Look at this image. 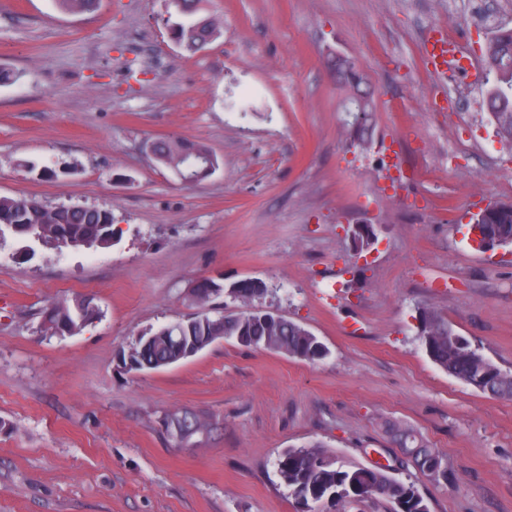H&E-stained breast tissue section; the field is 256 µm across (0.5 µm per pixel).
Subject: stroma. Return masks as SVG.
<instances>
[{
	"mask_svg": "<svg viewBox=\"0 0 512 512\" xmlns=\"http://www.w3.org/2000/svg\"><path fill=\"white\" fill-rule=\"evenodd\" d=\"M469 0H201L224 33L175 44L171 0H0V196L108 209L107 249L0 241V512H297L283 450L318 443L346 465L394 464L389 425L415 430L450 480L412 466L431 512H512V399L488 397L424 352L431 309L512 372V246L476 249L470 217L512 204V142L490 113L421 112L448 81L428 64L436 28ZM364 74L374 110L346 113L333 52ZM161 137L219 165L186 184L150 152ZM418 177L385 203L383 142ZM53 170L46 178L27 162ZM374 225L355 251L347 229ZM253 277L259 307L329 350L311 363L219 339L192 358L127 372L116 355L193 316L188 290ZM102 316L46 335L55 300ZM211 426L186 445L165 421Z\"/></svg>",
	"mask_w": 512,
	"mask_h": 512,
	"instance_id": "35a3bbf8",
	"label": "stroma"
}]
</instances>
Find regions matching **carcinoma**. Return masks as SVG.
<instances>
[{
	"label": "carcinoma",
	"instance_id": "cac0c4a2",
	"mask_svg": "<svg viewBox=\"0 0 512 512\" xmlns=\"http://www.w3.org/2000/svg\"><path fill=\"white\" fill-rule=\"evenodd\" d=\"M206 22L202 29L189 21L175 23L172 35L186 51L194 53L204 45L207 34L223 33V25L217 20L208 18ZM486 57L497 67L488 96L491 115L501 135L512 140V30L501 31L488 41ZM156 152L158 162L172 169L178 166V159L208 154L210 150L200 143L173 138L161 143ZM0 224L12 225V233L20 238L24 237V225L39 224L45 245L54 248L59 241L73 247L108 248L115 237L108 210H81L76 205L49 209L33 198L0 197ZM484 224L492 234L511 238L512 205H501ZM265 294L264 289L251 286L239 296V301L247 305L242 316H229L224 325L215 327L203 319L202 311L198 317L181 320L169 332L158 329L150 342L140 337L123 355L138 372L157 370L164 363L179 362L186 348L224 333L244 337L242 344L248 347L286 350L298 359L319 361L323 354L309 341L303 326L271 311L248 307ZM82 305L81 298L54 302L44 320V332L53 335L61 326L72 333L79 330L92 320L90 315L81 314ZM452 334L447 319L433 310L426 311V329L420 342L429 359L483 394L512 399V373L493 365L469 341H455ZM399 442L421 474L433 481H448V468L440 455L413 430L399 431ZM277 471L295 500L303 498L314 504L310 512H347V508L364 502L377 504L384 512H431L428 499L415 482L393 478L377 466L356 464L346 468L320 444L285 449L277 460Z\"/></svg>",
	"mask_w": 512,
	"mask_h": 512
}]
</instances>
